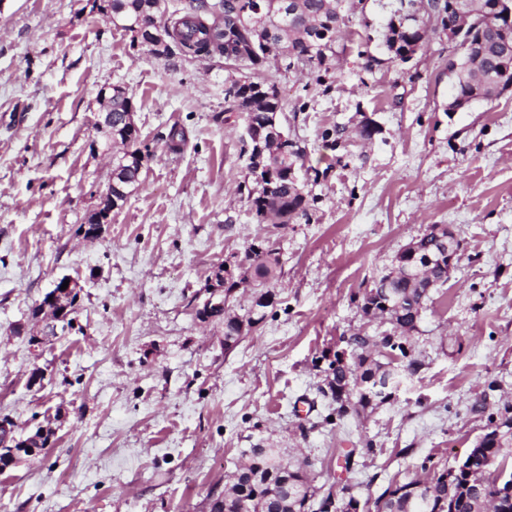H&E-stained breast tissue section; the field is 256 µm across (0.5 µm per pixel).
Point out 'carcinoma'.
<instances>
[{
  "instance_id": "1",
  "label": "carcinoma",
  "mask_w": 512,
  "mask_h": 512,
  "mask_svg": "<svg viewBox=\"0 0 512 512\" xmlns=\"http://www.w3.org/2000/svg\"><path fill=\"white\" fill-rule=\"evenodd\" d=\"M363 0H293L292 12L280 14L276 0H222V9L213 10L208 0H188L168 18L161 16L160 0H105L101 10L112 12V21L132 33V45L144 46L148 35L142 26L149 16L164 20L173 32L171 47L164 55H180L191 59H222L244 62L253 70V77L234 80V97H224L226 112L245 114V129L252 139L265 148L264 168L248 169L254 187L247 189V201L259 222L272 221L279 228L299 217L309 216L315 198L305 190V180L297 176L304 166L305 150L298 140L288 145L279 141L283 131L279 90L266 82L262 74L270 63L267 45L288 51L301 65L318 73L327 72L337 58L336 46L355 2ZM499 31L492 34L478 27L468 32L470 42L490 43V52L480 59L471 72L472 82L482 81L486 74L504 75L512 82V19L495 15ZM430 19L421 16L409 24L396 12H391L384 24L383 45L390 60L405 62L422 51L429 37ZM131 111L130 97L117 91L112 95V142L124 147L112 161V174L134 188L139 183L140 167L148 154L139 147V131L135 124L123 122ZM430 264L432 288L419 287L416 274ZM396 269L388 287L372 283L352 295L358 308L370 319L383 320L391 329L376 338L353 333L341 338L349 350L350 359L342 351L322 354L327 361L320 369L328 381L320 389L324 398L335 405L336 418L368 409L390 400L402 377L415 374L420 363L413 353L411 335L433 303L432 291L448 282V256L445 247L426 232L413 241L410 250L399 251L393 260ZM282 274L279 248L272 237L255 239L245 248L241 260H224V308L206 317L224 323V349H233L243 336V326L250 328L262 323L267 308L273 305V294L267 286ZM254 281L261 291L256 293L245 317L231 313L230 303L238 286ZM363 388L359 396L351 397L356 384ZM503 446L494 442H477L461 459L454 473L443 467L425 481L413 478L407 482L392 481L375 499L362 500L350 488L327 490L319 500L337 497L339 512H512V494L506 493L512 484V470L498 477L487 466L495 456L506 462ZM245 461L232 475L225 493L232 497L214 496L207 503L208 512H310L315 490L307 470L288 461L281 449L260 445L244 452Z\"/></svg>"
}]
</instances>
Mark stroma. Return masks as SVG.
Listing matches in <instances>:
<instances>
[{
	"mask_svg": "<svg viewBox=\"0 0 512 512\" xmlns=\"http://www.w3.org/2000/svg\"><path fill=\"white\" fill-rule=\"evenodd\" d=\"M363 6L328 73L281 55L264 72L319 172L317 203L278 229L275 303L228 351L196 297L269 230L240 190L244 117L224 109L252 69L132 47L96 0H0V419L21 436L53 432L0 475V512H206L256 443L308 460L314 486L375 497L424 459L451 466L472 448L481 395L494 412L512 403V90L449 111L442 29L413 59L365 70L397 0ZM105 85L131 96L150 155L111 223L86 236L115 151L97 125ZM366 121L379 127L369 141ZM174 125L187 137L178 152ZM434 224L461 251L412 337L421 368L390 402L330 419L315 359L385 331L352 295ZM63 278L79 287L74 326L47 338L33 311Z\"/></svg>",
	"mask_w": 512,
	"mask_h": 512,
	"instance_id": "35a3bbf8",
	"label": "stroma"
}]
</instances>
